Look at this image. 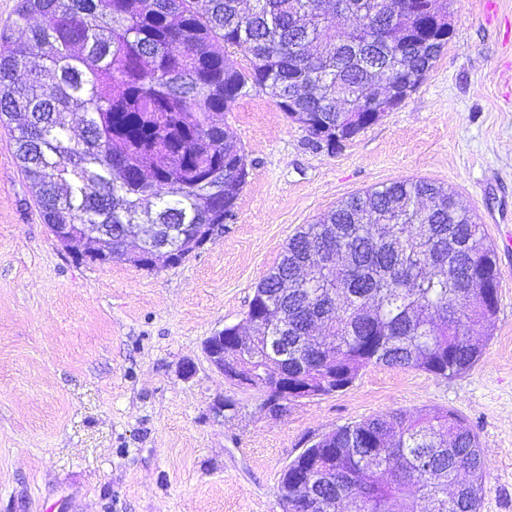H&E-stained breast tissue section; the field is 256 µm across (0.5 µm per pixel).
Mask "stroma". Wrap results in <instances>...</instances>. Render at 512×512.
Wrapping results in <instances>:
<instances>
[{
  "mask_svg": "<svg viewBox=\"0 0 512 512\" xmlns=\"http://www.w3.org/2000/svg\"><path fill=\"white\" fill-rule=\"evenodd\" d=\"M448 12V43L422 83L336 150L312 148L262 91L240 97L223 117L249 171L234 215L161 270L61 249L0 126V512H283L280 476L305 448L425 406L477 434L480 512H512V0H448ZM409 178L455 191L496 252L481 358L452 379L371 366L271 417L210 365L206 340L243 322L302 226ZM227 397L236 410L216 415Z\"/></svg>",
  "mask_w": 512,
  "mask_h": 512,
  "instance_id": "1",
  "label": "stroma"
}]
</instances>
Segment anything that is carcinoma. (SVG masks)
Wrapping results in <instances>:
<instances>
[{
  "label": "carcinoma",
  "instance_id": "carcinoma-1",
  "mask_svg": "<svg viewBox=\"0 0 512 512\" xmlns=\"http://www.w3.org/2000/svg\"><path fill=\"white\" fill-rule=\"evenodd\" d=\"M20 0L29 58L0 33V125L45 223L111 240L91 263L127 260L138 225L211 240L248 177L219 123L250 88L312 144L334 151L377 120L376 86L402 102L441 50L448 0ZM243 49L250 64L233 59ZM80 115L83 134L71 135ZM494 248L448 188L405 179L352 195L307 224L256 286L240 375L273 395L274 375L329 395L370 365L440 378L471 369L487 338L471 326L498 302ZM487 461L455 411H390L341 426L284 469L286 512H479Z\"/></svg>",
  "mask_w": 512,
  "mask_h": 512
}]
</instances>
